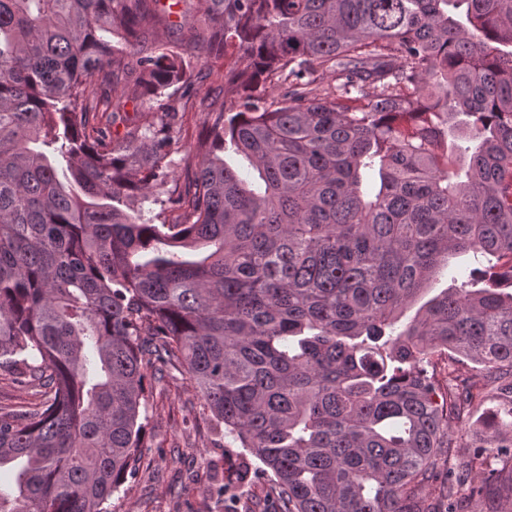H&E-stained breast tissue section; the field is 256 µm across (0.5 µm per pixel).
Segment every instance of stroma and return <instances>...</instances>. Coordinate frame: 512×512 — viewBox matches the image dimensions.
Listing matches in <instances>:
<instances>
[{"label": "stroma", "instance_id": "1", "mask_svg": "<svg viewBox=\"0 0 512 512\" xmlns=\"http://www.w3.org/2000/svg\"><path fill=\"white\" fill-rule=\"evenodd\" d=\"M485 259L454 254L443 261L426 284L418 303L404 320H412L421 302L449 288L460 287L472 270L484 269ZM147 428L142 460L107 503L108 512H273L274 496L264 478L233 482L244 451L219 447L200 396L182 373L173 371L148 391ZM217 461L230 481L223 506L205 493L211 482L210 461Z\"/></svg>", "mask_w": 512, "mask_h": 512}]
</instances>
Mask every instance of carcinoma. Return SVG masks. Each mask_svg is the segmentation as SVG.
I'll return each instance as SVG.
<instances>
[{
  "instance_id": "1",
  "label": "carcinoma",
  "mask_w": 512,
  "mask_h": 512,
  "mask_svg": "<svg viewBox=\"0 0 512 512\" xmlns=\"http://www.w3.org/2000/svg\"><path fill=\"white\" fill-rule=\"evenodd\" d=\"M175 7L194 62L155 41ZM186 108L204 134L179 179ZM466 251L495 259L486 287L395 331ZM501 279L512 0H0V371L42 396L0 406V512H107L171 369L280 512H512ZM465 359L481 377L460 383ZM472 419L457 459L448 430ZM201 132V116L199 112H179L178 119L173 125L171 131L172 136L177 142L174 149H178L173 153V160L177 163L175 168L176 175L180 174L181 170L185 168L186 161L183 159L187 155L186 147L194 144Z\"/></svg>"
}]
</instances>
